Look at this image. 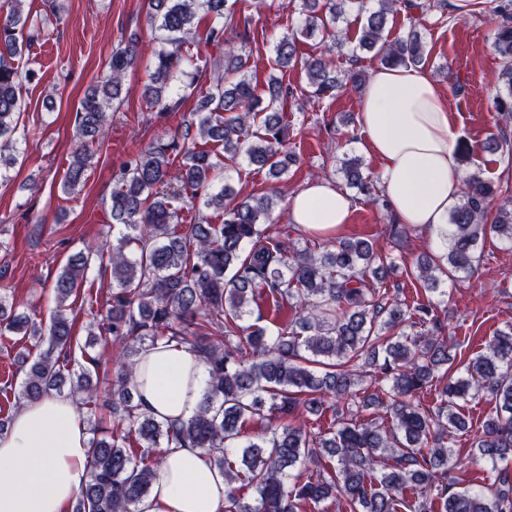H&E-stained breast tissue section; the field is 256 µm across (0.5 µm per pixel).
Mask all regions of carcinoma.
I'll use <instances>...</instances> for the list:
<instances>
[{"label": "carcinoma", "instance_id": "carcinoma-1", "mask_svg": "<svg viewBox=\"0 0 512 512\" xmlns=\"http://www.w3.org/2000/svg\"><path fill=\"white\" fill-rule=\"evenodd\" d=\"M26 0H7L0 15V181L9 179L20 144L19 92L38 79L33 69L19 70L16 58L31 46L38 21L24 12ZM239 0H147V18L163 34L166 47L152 54L147 107L178 112L181 98L171 90L187 75L211 69L218 77L202 101L204 112L183 130L162 135L129 156L115 173L104 210L120 228L109 247L90 242L71 255L54 285L56 307L48 333L22 312H6L0 298V336L15 337L25 379L16 406L55 391L95 412L100 369L87 348L96 332L112 336V414L110 431L89 444V479L73 512H136L149 495L162 464L160 445L200 448L224 473V512H302L331 501L345 512H512V325L498 330L470 358L465 375L448 376V344L433 327L410 337L402 328L433 321L432 309L391 298L384 280L391 264L365 239H343L333 250L287 247L266 233L277 195L237 199L228 186H217L224 163L197 140L223 146L224 155L254 164L274 180L296 162L288 150L283 114L298 105V94L333 98L365 83L359 70L339 71L324 56L301 59L297 44L322 29L332 48L342 52L345 39L336 24L350 10L363 22L358 48L392 67L424 61L425 44L416 29L390 40L388 15L399 0H288L304 15L303 25L273 46L278 74L269 76L268 96L258 94L257 76L246 47L252 17L237 15ZM404 8L424 14L445 0H405ZM214 16L205 35L199 14ZM500 17L494 47L502 62L505 90L493 98L496 111L512 116V0L493 7ZM144 49L134 36L112 52L106 70L76 111L71 160L62 180L73 193L87 180L95 137L108 113L119 111L127 73ZM306 87L285 81L296 67ZM179 171L172 174L176 158ZM337 171L360 194L378 203L376 184L357 157L339 160ZM199 198L207 209L222 211L212 224L200 213L180 232L173 202ZM497 189L478 170L462 181L459 202L441 236L446 253L422 255L413 276L423 290L446 295L443 279L468 276L477 262L479 241L493 232L512 243V199L491 213ZM108 257L111 295L105 312L89 311L84 345L78 344L68 301L80 291L95 257ZM272 305V332L262 306ZM258 311L254 322L242 321ZM176 342L198 353L209 369V388L198 412L182 423L162 421L144 411L130 390L144 348ZM367 376L380 385L364 403L356 387ZM434 389L436 406L421 407L412 398ZM487 395L494 413L473 438L476 453L497 468L493 489L451 491L438 484L452 465L449 442L469 431L461 408ZM334 401L331 426L309 429L293 423L301 410L322 417L325 399ZM383 409L380 417H358L360 408ZM265 424L243 439L244 425ZM128 425L129 429L122 428ZM329 464L315 476L302 477L306 462ZM250 488L254 502L243 496Z\"/></svg>", "mask_w": 512, "mask_h": 512}]
</instances>
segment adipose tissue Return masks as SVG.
Segmentation results:
<instances>
[{
    "label": "adipose tissue",
    "mask_w": 512,
    "mask_h": 512,
    "mask_svg": "<svg viewBox=\"0 0 512 512\" xmlns=\"http://www.w3.org/2000/svg\"><path fill=\"white\" fill-rule=\"evenodd\" d=\"M363 141L379 162V186L399 223L440 241L464 176L451 108L419 66L377 65L360 98ZM307 231L348 223L350 195L314 180L287 202ZM209 373L196 353L164 341L141 353L131 390L156 418L181 422L199 409ZM88 433L71 398L50 393L19 409L0 432V512H68L88 479ZM224 474L197 448L164 452L139 512H222Z\"/></svg>",
    "instance_id": "obj_1"
}]
</instances>
